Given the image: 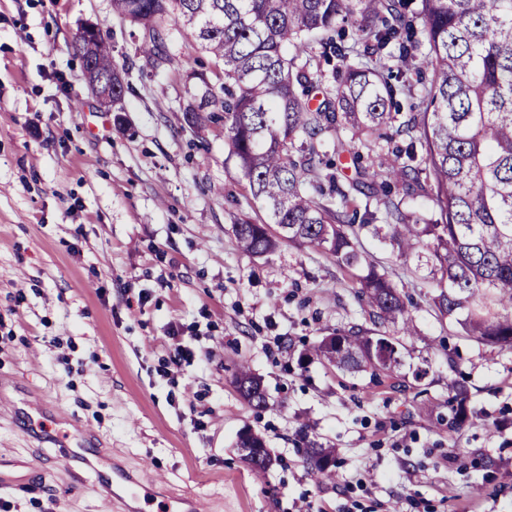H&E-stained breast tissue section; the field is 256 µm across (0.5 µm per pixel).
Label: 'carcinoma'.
<instances>
[{
    "mask_svg": "<svg viewBox=\"0 0 512 512\" xmlns=\"http://www.w3.org/2000/svg\"><path fill=\"white\" fill-rule=\"evenodd\" d=\"M138 25L140 55L156 68L169 61L163 24L172 18L212 56L224 82L198 74L204 91L184 113L191 129L224 123L234 161L266 221L234 225L251 256L298 244L324 254L349 276L364 323L336 330L318 346L337 369L368 372L378 384L406 391L394 378L403 337L413 321L397 286L366 263L354 225L381 220L391 245L409 257L428 238L425 265L438 313L479 345L512 348V0H112ZM363 46L348 62L346 28ZM97 31L75 42L82 63L112 78V104L127 85ZM341 66L326 74L320 59ZM429 71L421 109L398 126L396 96L410 74ZM406 141L361 164L353 150L388 129ZM350 153L357 176L339 183L335 156ZM430 194L437 218L408 213L403 198ZM241 397L260 408L266 395L246 367ZM448 429L470 418L468 388L448 381ZM258 448L251 465H271L263 440L243 433L238 447ZM319 478H331L333 449H304Z\"/></svg>",
    "mask_w": 512,
    "mask_h": 512,
    "instance_id": "carcinoma-1",
    "label": "carcinoma"
}]
</instances>
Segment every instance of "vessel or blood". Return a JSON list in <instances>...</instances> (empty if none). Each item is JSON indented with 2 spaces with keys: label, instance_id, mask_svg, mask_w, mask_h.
I'll use <instances>...</instances> for the list:
<instances>
[{
  "label": "vessel or blood",
  "instance_id": "1",
  "mask_svg": "<svg viewBox=\"0 0 512 512\" xmlns=\"http://www.w3.org/2000/svg\"><path fill=\"white\" fill-rule=\"evenodd\" d=\"M53 444L59 452L55 458L56 468L65 472L81 464H89V451L83 446V431L79 424H72L70 430L52 435ZM122 485L125 494L119 497L124 512H146L147 506L157 505L158 512H206L207 505L200 500L182 503L173 497L158 500L155 489L157 480L141 482L128 478L123 470L112 467L111 463H102L97 470V489L99 492L114 496L115 485Z\"/></svg>",
  "mask_w": 512,
  "mask_h": 512
}]
</instances>
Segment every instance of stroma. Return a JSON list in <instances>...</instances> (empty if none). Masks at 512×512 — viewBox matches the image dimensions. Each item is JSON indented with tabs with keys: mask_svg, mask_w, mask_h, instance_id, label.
Wrapping results in <instances>:
<instances>
[{
	"mask_svg": "<svg viewBox=\"0 0 512 512\" xmlns=\"http://www.w3.org/2000/svg\"><path fill=\"white\" fill-rule=\"evenodd\" d=\"M87 24L127 69L122 111L87 88ZM132 31L111 0H0V397L67 412L98 455L212 512H512V349L459 336L426 269L365 229L361 251L413 300L408 390L325 362L321 340L364 320L350 279L307 246L238 249L235 224L264 213L222 124L183 121L215 62L170 21V63L141 71ZM179 346L192 363H170ZM452 359L472 413L455 432ZM242 363L266 407L239 396ZM246 430L264 475L236 446ZM306 448L334 449L335 478L316 481ZM56 453L0 414V512H107L93 472L57 471ZM245 446H250V448H244ZM238 447L242 448V451L245 452V457L247 459H257L260 456L259 450L262 454L261 462L256 464H250L253 471L264 474L268 470L271 465V457L270 454L264 446L263 440L253 433H243L240 435L238 440Z\"/></svg>",
	"mask_w": 512,
	"mask_h": 512,
	"instance_id": "obj_1",
	"label": "stroma"
}]
</instances>
